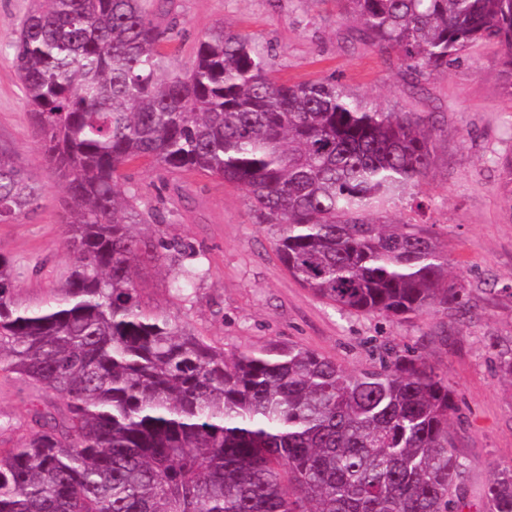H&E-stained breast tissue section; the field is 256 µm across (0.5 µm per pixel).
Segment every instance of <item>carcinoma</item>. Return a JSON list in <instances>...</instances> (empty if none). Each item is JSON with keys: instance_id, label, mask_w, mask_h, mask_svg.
<instances>
[{"instance_id": "cac0c4a2", "label": "carcinoma", "mask_w": 512, "mask_h": 512, "mask_svg": "<svg viewBox=\"0 0 512 512\" xmlns=\"http://www.w3.org/2000/svg\"><path fill=\"white\" fill-rule=\"evenodd\" d=\"M337 2L415 81L478 42L512 69V0ZM173 40L143 0H38L9 43L70 199L75 262L49 301L23 306L0 255V372L63 404L0 448V512H464L445 378L401 354L358 374L297 344L227 357L142 302L139 268L186 245L133 231L161 216L120 184L139 160L218 176L277 227L280 262L326 303L396 319L463 311L436 241L383 221L428 177L434 127L329 80L279 84L269 51L224 26L174 74ZM38 199L0 145V221ZM485 499L512 512L511 464Z\"/></svg>"}]
</instances>
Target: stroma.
<instances>
[{"mask_svg": "<svg viewBox=\"0 0 512 512\" xmlns=\"http://www.w3.org/2000/svg\"><path fill=\"white\" fill-rule=\"evenodd\" d=\"M36 0H0V144L40 187L34 210L0 222V254L17 273L15 299L39 305L64 283L74 262L61 222L66 193L46 163L7 44ZM160 27H174L171 67L183 72L200 39L224 25L270 49L273 75L290 84L336 80L353 97L385 112H411L433 123V165L418 196L395 206L388 222L413 221L437 241L470 308L389 319L337 311L294 280L275 251V227L257 223L244 194L217 177L169 173L146 164L122 169L139 210L159 211L147 235L175 239L190 253L145 265L144 301L182 321L226 355L296 343L351 372L372 369L387 348L411 350L445 377L459 410L449 421L475 512L501 466L512 464V382L496 369L512 348V187L499 164L512 156V71L502 50L478 43L448 69L411 83L395 53L365 39L336 0H145ZM199 275L172 286L179 268ZM54 393L20 376L0 377V444L29 431L33 410L58 404Z\"/></svg>", "mask_w": 512, "mask_h": 512, "instance_id": "stroma-1", "label": "stroma"}]
</instances>
